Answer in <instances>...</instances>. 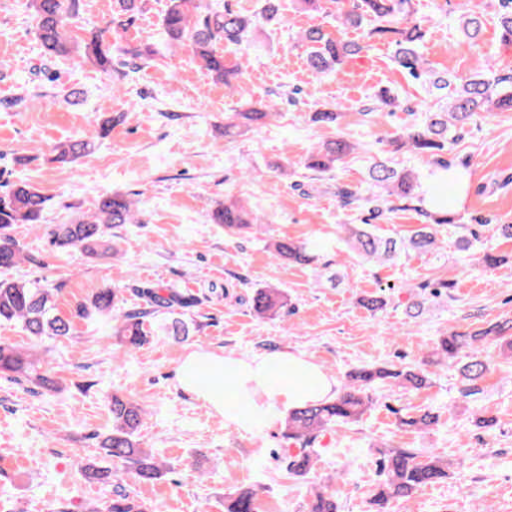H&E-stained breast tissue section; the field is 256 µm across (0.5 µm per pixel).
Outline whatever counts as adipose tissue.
Segmentation results:
<instances>
[{
	"label": "adipose tissue",
	"instance_id": "obj_1",
	"mask_svg": "<svg viewBox=\"0 0 512 512\" xmlns=\"http://www.w3.org/2000/svg\"><path fill=\"white\" fill-rule=\"evenodd\" d=\"M288 371L277 379L272 369ZM180 387L223 417L239 433L258 436L309 403L334 398L337 382L300 352L277 351L248 357L196 348L178 368Z\"/></svg>",
	"mask_w": 512,
	"mask_h": 512
}]
</instances>
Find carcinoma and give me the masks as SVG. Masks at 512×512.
Masks as SVG:
<instances>
[{"label": "carcinoma", "instance_id": "1", "mask_svg": "<svg viewBox=\"0 0 512 512\" xmlns=\"http://www.w3.org/2000/svg\"><path fill=\"white\" fill-rule=\"evenodd\" d=\"M147 0H116L110 24L126 29L143 14ZM336 21L343 27H359L369 16L376 25L365 38L391 40L392 60L413 81L430 89L440 101L438 108L421 107V117L401 129L391 141L392 152L410 151L436 156V164L448 167L441 154L448 145L462 137L468 121L479 112L512 111V72L498 69L497 63L469 76L454 72L435 74L425 67L419 51L424 38V20L411 10L412 0H333ZM32 30L45 57L68 59L77 54L82 60L105 72H112V44L105 39L106 30L92 26L78 36L70 21L79 14L80 0H25ZM281 21L279 0H263L260 12L248 15L229 6L211 8L204 0H169L162 18L164 32L174 47H190L194 59L212 78L233 89L246 73V63L229 62L217 44L250 48L252 29L259 23L277 25ZM498 29L503 44L512 45V0H498ZM460 30L472 45H479L483 22L475 13L461 15ZM306 47L308 63L317 74H324L342 65L348 58L362 52L358 42L335 39L320 28H311L300 36ZM135 67L154 60L158 50L142 44L127 50ZM233 116L246 120V127L261 126L275 116L272 107L262 104ZM344 113L333 105H325L312 115V121L326 127H339ZM110 126L96 120L81 136L59 142L51 150L50 161L74 162L92 151L106 138ZM357 149L347 136L319 143L309 153L304 168L313 176L323 178ZM369 187L363 191L347 184H336L340 206L349 210H366L379 219L396 209L395 202L413 204V209L425 223L398 243L383 240L375 233L373 224H341L346 234L343 242L364 260L395 258L413 250L421 255L440 256L437 228L456 223L455 214L441 206L429 210L422 206V183L412 172L397 169L386 158L374 160L368 168ZM53 205V197L41 189L22 182L15 183L0 194V269L15 267L24 259L23 247L12 235L17 224H39L44 212ZM138 213L136 202L126 194L110 192L101 195L92 208L74 220L55 224L49 234L50 244L58 250L81 249L89 254L112 255L110 231L123 224L134 223ZM210 218L224 225L231 235L250 233L260 227L259 219L241 201L230 197L217 203ZM323 245L316 240L294 241L279 238L269 245L272 257L280 262L312 265L320 261ZM140 305L132 310L119 306L118 288H101L90 299L78 303L70 317L56 313L54 292L18 281L0 279V322L21 324L28 336L36 341L45 338L61 341L73 336L74 320L88 323L103 322L112 334L119 337L126 351L139 349L151 335L146 322L163 317L165 329L173 335H189L181 319L186 311L202 303L193 295H184L173 288L142 285L134 289ZM288 307V296L280 288L260 287L251 299V308L259 318H276ZM512 330V324L497 323L487 329L456 332L442 336L432 353L430 364L446 366L461 356L468 362L460 368L462 394L466 397L480 393L476 382L488 369L480 356V347L491 335ZM42 359L31 347L19 348L0 343V375L16 383L30 382L46 390L54 389L53 381L40 373ZM391 379L401 387L419 389L429 380L425 370H403L360 367L349 371L336 398L321 403H309L291 411L285 421L280 461L286 471L305 477L314 470L324 439L338 423L356 421L371 403L368 390L376 380ZM112 429L100 441L104 458L133 469L138 477L153 481L167 473L164 463L152 452L141 447V428L146 411L134 400L112 395L109 401ZM379 465L386 478L379 485L375 501L386 504L391 500L411 497L418 490L448 477V461L440 455L423 457L413 448H390L381 452ZM258 492L255 488L240 490L224 500V512H257ZM91 512H156L152 506L124 490L113 491L112 498ZM309 512H338L336 495L326 484L316 490Z\"/></svg>", "mask_w": 512, "mask_h": 512}]
</instances>
